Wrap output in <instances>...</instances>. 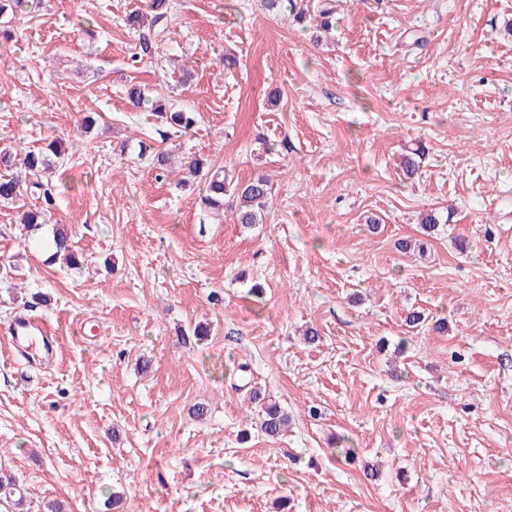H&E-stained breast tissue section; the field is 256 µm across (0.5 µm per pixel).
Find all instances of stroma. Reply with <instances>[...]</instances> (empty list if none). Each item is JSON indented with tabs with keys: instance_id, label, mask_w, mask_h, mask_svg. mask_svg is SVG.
I'll return each instance as SVG.
<instances>
[{
	"instance_id": "stroma-1",
	"label": "stroma",
	"mask_w": 512,
	"mask_h": 512,
	"mask_svg": "<svg viewBox=\"0 0 512 512\" xmlns=\"http://www.w3.org/2000/svg\"><path fill=\"white\" fill-rule=\"evenodd\" d=\"M333 2L317 40L263 0H173L141 63V0L12 19L0 152L67 146L52 204L0 201V471L20 512L115 494L120 512H512V0ZM135 85L196 127L131 108ZM157 150L267 176L272 205L205 219ZM59 224L77 268L46 258ZM20 315L57 336L50 364L13 356ZM256 391L288 411L282 436L258 433Z\"/></svg>"
}]
</instances>
